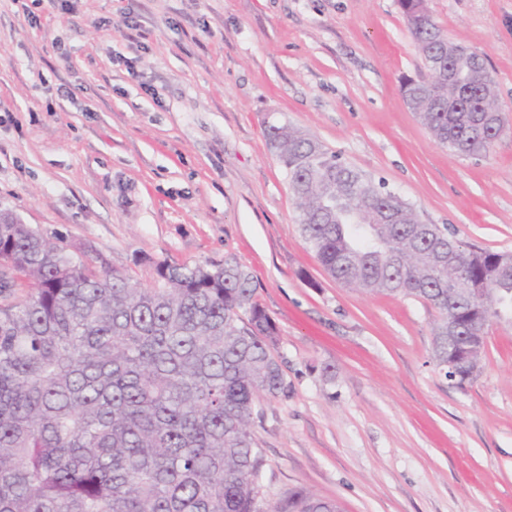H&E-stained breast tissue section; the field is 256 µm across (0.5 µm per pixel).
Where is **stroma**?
<instances>
[{
	"mask_svg": "<svg viewBox=\"0 0 512 512\" xmlns=\"http://www.w3.org/2000/svg\"><path fill=\"white\" fill-rule=\"evenodd\" d=\"M512 112V0H426ZM425 66L397 0H0V209L133 283L231 257L278 329L287 393L251 431L267 501L346 512H512V318L479 376L436 367V312L337 283L302 241L278 118L383 180L428 224L512 253V132L440 146L406 105Z\"/></svg>",
	"mask_w": 512,
	"mask_h": 512,
	"instance_id": "35a3bbf8",
	"label": "stroma"
}]
</instances>
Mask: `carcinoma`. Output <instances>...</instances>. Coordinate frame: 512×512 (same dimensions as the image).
Masks as SVG:
<instances>
[{"label":"carcinoma","instance_id":"carcinoma-1","mask_svg":"<svg viewBox=\"0 0 512 512\" xmlns=\"http://www.w3.org/2000/svg\"><path fill=\"white\" fill-rule=\"evenodd\" d=\"M411 31L423 60L442 57L459 89L404 85L409 108L433 138L467 158L486 156L509 125L475 130L495 99L491 74L444 53L448 39L425 0ZM265 138L285 168L301 237L337 282L413 298L437 312L432 357L448 371L459 335L485 334L512 309V279L474 303L448 288L434 262L457 248L478 285L500 253L432 225L416 232L413 206L342 162L315 137L277 120ZM157 284L132 285L96 249L71 252L13 213L0 216V512H343L298 488L264 505L255 483L264 459L250 424L260 395L288 382L272 354L277 328L254 300L251 273L233 258L154 263Z\"/></svg>","mask_w":512,"mask_h":512}]
</instances>
